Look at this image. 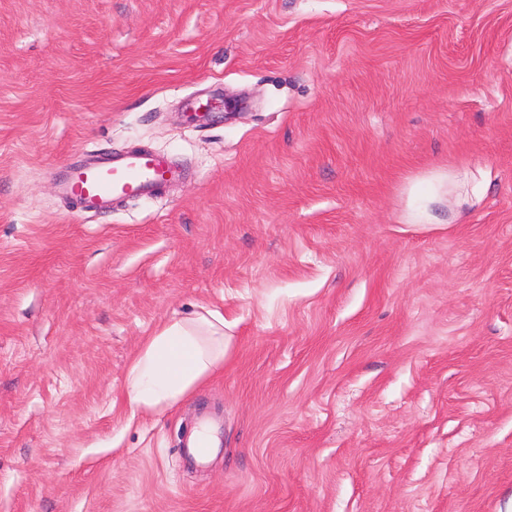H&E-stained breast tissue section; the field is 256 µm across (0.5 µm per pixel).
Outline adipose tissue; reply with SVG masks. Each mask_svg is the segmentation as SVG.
Returning <instances> with one entry per match:
<instances>
[{
    "label": "adipose tissue",
    "instance_id": "adipose-tissue-1",
    "mask_svg": "<svg viewBox=\"0 0 512 512\" xmlns=\"http://www.w3.org/2000/svg\"><path fill=\"white\" fill-rule=\"evenodd\" d=\"M226 343L224 318L215 311L162 324L131 363L130 407L150 411L183 399L223 366Z\"/></svg>",
    "mask_w": 512,
    "mask_h": 512
}]
</instances>
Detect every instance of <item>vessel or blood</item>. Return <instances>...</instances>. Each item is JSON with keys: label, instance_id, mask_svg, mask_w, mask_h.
<instances>
[{"label": "vessel or blood", "instance_id": "1", "mask_svg": "<svg viewBox=\"0 0 512 512\" xmlns=\"http://www.w3.org/2000/svg\"><path fill=\"white\" fill-rule=\"evenodd\" d=\"M182 175V169L163 153L93 156L73 169L59 189L61 194L82 201L86 210L104 212L118 199L160 193Z\"/></svg>", "mask_w": 512, "mask_h": 512}]
</instances>
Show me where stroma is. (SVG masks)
I'll return each instance as SVG.
<instances>
[{
	"instance_id": "35a3bbf8",
	"label": "stroma",
	"mask_w": 512,
	"mask_h": 512,
	"mask_svg": "<svg viewBox=\"0 0 512 512\" xmlns=\"http://www.w3.org/2000/svg\"><path fill=\"white\" fill-rule=\"evenodd\" d=\"M136 150L183 179L58 192ZM0 512H512V0H0ZM182 169L164 153L91 156L59 183L60 193L82 201L87 211L105 212L120 198L151 196L182 178ZM226 343L224 317L215 311L162 324L131 363L130 407L150 411L183 399L224 365Z\"/></svg>"
}]
</instances>
